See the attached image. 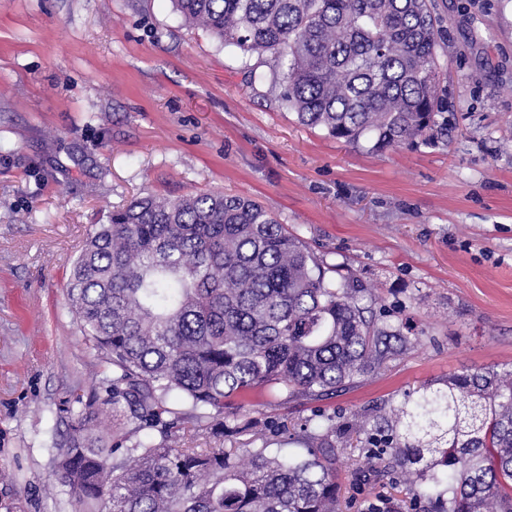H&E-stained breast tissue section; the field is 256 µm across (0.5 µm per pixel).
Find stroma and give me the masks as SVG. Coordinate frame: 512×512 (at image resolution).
Masks as SVG:
<instances>
[{
	"label": "stroma",
	"instance_id": "1",
	"mask_svg": "<svg viewBox=\"0 0 512 512\" xmlns=\"http://www.w3.org/2000/svg\"><path fill=\"white\" fill-rule=\"evenodd\" d=\"M449 141L376 153L298 123L280 61L184 24L170 0H0V512H75L54 475L62 407L107 366L66 305L95 225L147 194L247 197L379 298L402 352L319 400L253 395L228 448L301 452L336 424L344 512H431L357 423L465 370L512 369V0H435Z\"/></svg>",
	"mask_w": 512,
	"mask_h": 512
}]
</instances>
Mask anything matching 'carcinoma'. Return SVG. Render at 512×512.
<instances>
[{
	"instance_id": "1",
	"label": "carcinoma",
	"mask_w": 512,
	"mask_h": 512,
	"mask_svg": "<svg viewBox=\"0 0 512 512\" xmlns=\"http://www.w3.org/2000/svg\"><path fill=\"white\" fill-rule=\"evenodd\" d=\"M183 20L247 54L285 60L279 100L299 123L371 150L448 138L430 0H172ZM255 200L147 195L112 211L74 260L66 296L112 368L52 440L78 512H340L336 423L305 453L177 448L182 425L246 432V396L319 399L399 352L362 285ZM112 417V428L100 430ZM391 449L438 512H512V372H467L422 394Z\"/></svg>"
}]
</instances>
